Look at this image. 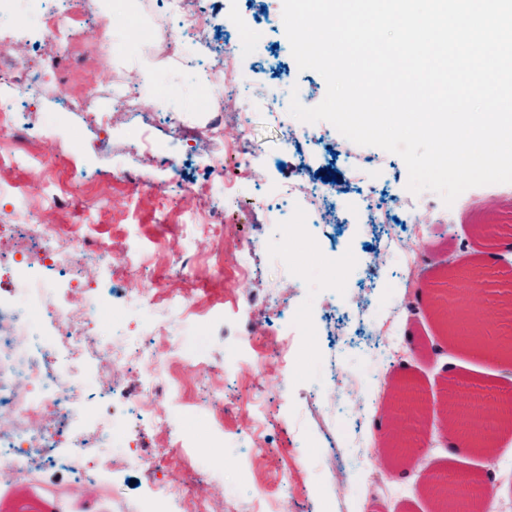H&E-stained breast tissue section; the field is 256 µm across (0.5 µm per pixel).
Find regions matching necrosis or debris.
I'll use <instances>...</instances> for the list:
<instances>
[{"instance_id":"necrosis-or-debris-1","label":"necrosis or debris","mask_w":512,"mask_h":512,"mask_svg":"<svg viewBox=\"0 0 512 512\" xmlns=\"http://www.w3.org/2000/svg\"><path fill=\"white\" fill-rule=\"evenodd\" d=\"M91 16L90 0H62L61 8L49 7L39 14L37 22L54 44L61 71L78 68L74 51ZM45 79L41 68L15 74L8 53H0V129L17 126L14 102L36 100ZM15 237L13 251H0V268L10 273L8 295L0 297V465L14 473H32L34 451L56 447L59 435L81 417L93 447L122 449L145 475H153L157 458L169 449L186 447V439L172 436L155 455L141 454L118 433L120 414L102 417L87 393L98 366L120 368L136 355L152 363L137 392L141 403L156 400L171 386L152 351L144 347L131 353L124 336L108 331L100 319L111 307L103 283L121 278L112 267L109 248H87L81 237L61 224H19ZM77 253L100 269L101 285L83 283L71 262ZM64 282L81 289L79 306L58 295ZM48 413L54 426H39Z\"/></svg>"}]
</instances>
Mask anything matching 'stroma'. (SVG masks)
Instances as JSON below:
<instances>
[{"instance_id":"obj_1","label":"stroma","mask_w":512,"mask_h":512,"mask_svg":"<svg viewBox=\"0 0 512 512\" xmlns=\"http://www.w3.org/2000/svg\"><path fill=\"white\" fill-rule=\"evenodd\" d=\"M264 3L265 14L258 15L250 0H191V9L205 11L196 49L197 68L211 72L207 86L197 83L196 68L169 56L154 37L164 22L170 39H184L167 0L129 5L106 34L88 24L80 46L87 63L77 87H136L149 74L157 90L140 99L138 116L103 103L112 127L100 132L82 113L63 107L74 86L51 78L37 112L15 107L35 162L13 159V138L0 135V184L24 189L22 198L0 197V222L13 223L15 214L28 212L40 223L104 238L113 265L127 270V288L156 286L160 303L150 313L129 309L124 290L113 292L112 306L130 348L182 346L183 355L167 364L178 394L134 410L123 432L145 449L162 445L167 433L151 418L163 415L189 442L158 460L152 481L106 451L90 457L105 475L94 483L54 469L35 482L7 471L0 474V502L14 501L19 512L31 499L55 512H111L117 500L127 512H138L155 483L180 486L205 472L209 478L200 492L209 512H430L429 499L416 491L419 479L432 470L464 469L493 481L494 512H512V435L500 439L490 456L449 452L434 405L446 380L464 383L467 396L512 393V361L490 365L445 343L426 299L400 285L417 273L427 288L480 265L483 284L468 305L483 314L485 327L512 329V267L506 263L512 257V185L471 188L450 208L436 193L423 192L427 206L419 210L418 223L397 227L423 263L413 268L394 254L369 273L370 250L390 227L353 222L350 211L361 190L348 181L351 158L360 153L379 159L374 190L396 208L409 194L407 167L398 155L344 139L325 121L315 125L323 142L301 154L288 149L271 109L288 111L294 96L316 106L326 82L316 71L299 69L293 58L282 0ZM104 41L112 59L108 69L89 62ZM241 42L248 45L244 78L228 89L217 70L219 51ZM218 102L222 137H172L173 128L207 125ZM242 112L250 116L255 155L242 162L232 190L244 206L231 209L223 196L200 198L198 188L214 168L233 162ZM145 120L154 142L148 152L139 133ZM329 172L349 209L340 226H326L320 215L277 195L298 177L311 183ZM60 190L69 206H49L48 195ZM206 203L218 211L222 234L213 235L206 224L184 231L185 217ZM272 209L280 213L275 224L268 219ZM329 254L339 256V263L327 265ZM334 320L344 324V342L326 330ZM440 343L445 353L427 355V348ZM337 361L378 376L356 398L335 399L331 367ZM390 376L416 379L431 403L425 448L400 476L389 472L377 449ZM261 400L272 411L264 421L256 416ZM355 434L366 446L357 468L350 463L349 438Z\"/></svg>"}]
</instances>
